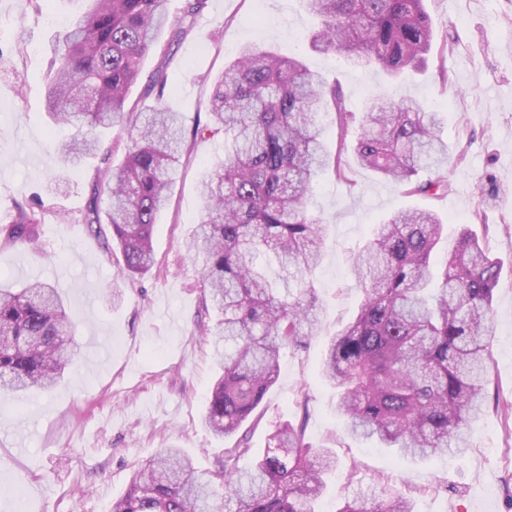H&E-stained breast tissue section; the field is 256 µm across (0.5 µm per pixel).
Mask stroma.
Masks as SVG:
<instances>
[{"label":"stroma","instance_id":"stroma-1","mask_svg":"<svg viewBox=\"0 0 512 512\" xmlns=\"http://www.w3.org/2000/svg\"><path fill=\"white\" fill-rule=\"evenodd\" d=\"M425 7L435 26L433 53L422 71L399 78L312 50L319 22L303 0H207L186 38L159 32L168 58L156 52L143 61L145 76L166 63V105L189 129L208 112L214 78L248 42L302 58L340 85L355 113L384 94L416 98L445 115L448 195L409 196L357 166L352 183L329 167L312 185L310 208L326 226L311 277L319 328L305 347L281 351L278 379L243 429L255 451L279 424H301L308 445L335 453L319 512H336L367 488L403 493L413 512H512V0H425ZM74 9L71 0H0L8 24L0 33V225L15 204L43 208L36 248L0 239V285L20 290L39 279L58 288L79 345L52 391L0 399V512H110L133 469L160 449H183L199 471L211 472L237 442L215 437L202 422L220 369L199 327L216 314L205 307L200 262L189 249L203 214L198 184L223 158L224 140L186 142L188 159L154 226L158 266L135 279L123 275L110 225L95 233L82 217L89 204L105 209V194L94 191L97 170L122 163L127 134L116 127L103 136L109 160L65 162L57 148L68 131L46 110L48 64ZM447 42L453 52L444 51ZM400 208L444 220L433 266L463 227L502 265L486 405L468 428L465 451L448 456L402 458L354 437L336 413L335 388L320 375L329 340L363 301L352 259Z\"/></svg>","mask_w":512,"mask_h":512}]
</instances>
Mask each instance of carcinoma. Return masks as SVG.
I'll list each match as a JSON object with an SVG mask.
<instances>
[{"label": "carcinoma", "instance_id": "1", "mask_svg": "<svg viewBox=\"0 0 512 512\" xmlns=\"http://www.w3.org/2000/svg\"><path fill=\"white\" fill-rule=\"evenodd\" d=\"M56 42L47 107L71 130L59 147L67 158L97 154V131L121 126L129 144L121 166L98 170L109 204L107 223L122 257L121 272L143 276L156 264L153 227L171 199L185 144L183 117L164 104L167 78L149 76L150 112L125 111L144 58L168 24L171 40L192 29L206 0H187L169 21L167 0H88ZM322 19L311 47L398 77L425 64L435 35L423 0H306ZM336 125V153L327 159L322 118ZM208 121L192 138L224 136L222 164L204 178V215L191 238L202 257L204 298L218 314L200 326L222 369L207 398L204 424L225 438L239 431L276 383L279 353L299 346L319 322L320 304L307 277L317 268L321 220L309 209L317 174L331 165L350 187L349 159L404 188L408 195L448 193V144L439 113L421 101L374 99L356 117L337 85L325 84L299 59L257 43L242 45L215 80ZM429 172L426 179L419 178ZM40 219L15 206L0 229L10 243L33 245ZM444 223L427 210H398L378 225L354 258L352 275L364 299L357 315L330 340L322 374L336 387V413L352 435L404 457L461 450L468 424L484 407L488 336L501 262L472 232H458L441 272L431 254ZM274 256L280 292L258 269ZM77 344L56 288L35 282L0 288V395L49 390ZM247 434L224 449L219 483L197 474L178 448H164L131 476L112 512H316L336 456L305 442L303 426L284 424L242 468ZM338 512H412L400 493L382 490L344 502Z\"/></svg>", "mask_w": 512, "mask_h": 512}]
</instances>
